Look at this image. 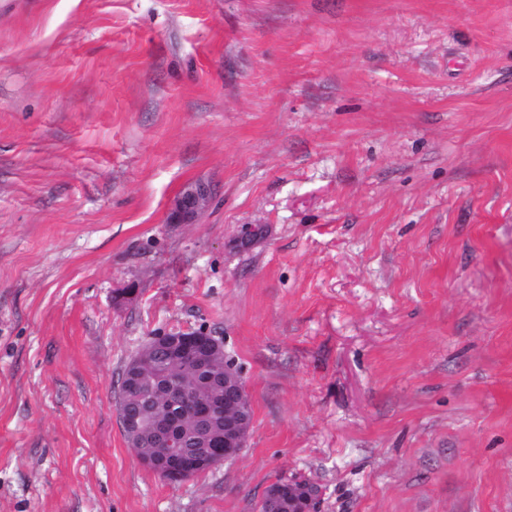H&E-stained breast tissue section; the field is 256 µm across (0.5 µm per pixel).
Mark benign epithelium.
<instances>
[{
  "instance_id": "obj_1",
  "label": "benign epithelium",
  "mask_w": 512,
  "mask_h": 512,
  "mask_svg": "<svg viewBox=\"0 0 512 512\" xmlns=\"http://www.w3.org/2000/svg\"><path fill=\"white\" fill-rule=\"evenodd\" d=\"M213 197L210 185L196 181L185 185L174 201L169 215L170 224H197ZM147 345L174 353L176 360L192 372L204 371L215 359L224 356V342L205 331L187 330L159 333L150 337ZM152 364V358L134 356L126 363L124 383L136 385L140 375ZM167 399L176 406L186 398L185 382L175 379L167 384ZM117 412L127 447L171 448L175 458L161 472L169 483L185 481L197 467L215 469L237 459L247 447L252 422V400L243 381L241 370L230 360H224V398H212L190 410L192 421L200 433L192 447L184 446L176 423L160 419L150 437H145L142 417L130 410L124 398H119ZM311 483L298 477L289 478L288 512H313V499L308 491Z\"/></svg>"
}]
</instances>
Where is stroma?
Segmentation results:
<instances>
[{"label": "stroma", "mask_w": 512, "mask_h": 512, "mask_svg": "<svg viewBox=\"0 0 512 512\" xmlns=\"http://www.w3.org/2000/svg\"><path fill=\"white\" fill-rule=\"evenodd\" d=\"M199 329L253 425L171 484L120 377ZM294 475L317 512H512V0H0V512ZM213 191L207 183L196 181L185 185L174 201L169 215L171 224H196L208 208Z\"/></svg>", "instance_id": "obj_1"}]
</instances>
